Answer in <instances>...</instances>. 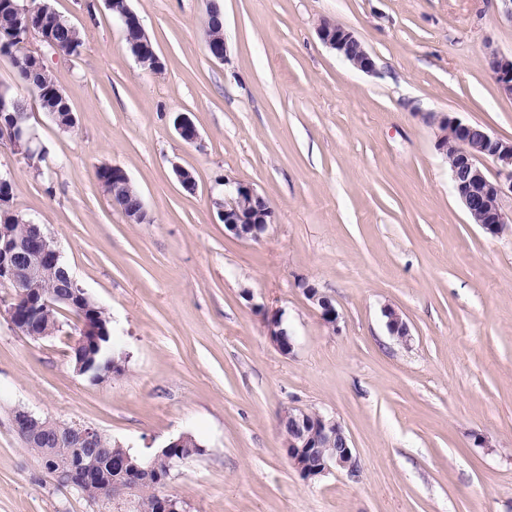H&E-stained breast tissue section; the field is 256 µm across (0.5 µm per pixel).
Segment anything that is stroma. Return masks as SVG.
<instances>
[{"label": "stroma", "instance_id": "obj_1", "mask_svg": "<svg viewBox=\"0 0 512 512\" xmlns=\"http://www.w3.org/2000/svg\"><path fill=\"white\" fill-rule=\"evenodd\" d=\"M49 2L87 37L80 56L45 54L77 124L61 130L29 99L49 155L34 169L0 138V175L108 309L127 359L91 383L65 337L32 341L0 315V512H97L44 475L13 429L18 407L142 454L192 433L204 452L166 487L187 512H512V229L472 223L427 119L512 140V99L486 62L512 53L502 0H128L159 72L130 54L105 0ZM213 3L223 62L205 49ZM325 20L361 40L376 74L322 44ZM182 113L195 142L175 128ZM104 164L125 169L149 222L128 223L102 191ZM227 179L268 199L261 240L225 230ZM388 306L408 340L390 335ZM276 309L289 355L267 335ZM291 406L336 416L358 477L293 469L278 426ZM301 287L305 297L319 310L321 319L326 324L336 325L338 313L332 299L307 281L302 282Z\"/></svg>", "mask_w": 512, "mask_h": 512}]
</instances>
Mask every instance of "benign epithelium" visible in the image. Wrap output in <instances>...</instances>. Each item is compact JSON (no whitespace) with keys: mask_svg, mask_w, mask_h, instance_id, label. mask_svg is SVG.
<instances>
[{"mask_svg":"<svg viewBox=\"0 0 512 512\" xmlns=\"http://www.w3.org/2000/svg\"><path fill=\"white\" fill-rule=\"evenodd\" d=\"M317 33L325 46L351 66L367 74L376 73L372 56L351 31L324 21L320 23ZM130 41L138 55H157L142 24L135 26ZM487 64L499 93L512 98V56L493 53L487 58ZM433 123L443 132L436 142L439 151L446 155L448 145H456L457 155L450 173L454 190L469 217L493 236L502 233L512 223V214L505 213L502 207V197L508 191L512 193V140L505 141L483 126L479 128L447 115L433 117ZM175 126L183 140H197V127L188 115H179ZM0 134L8 137L14 154L23 158L32 153L37 142L28 124L17 127L0 124ZM486 158L498 165V174L505 177L508 183L493 180L486 174L481 165V160ZM224 185L228 187L227 198L216 201L224 228L242 240L259 239L273 221L272 211L258 208L264 202V197L244 182L226 180ZM49 270L57 273L64 287L69 289L68 294L58 296L43 288L44 274ZM0 285L23 290L28 307L37 317L54 306V301L58 299L76 310L80 336L72 347L80 351V357L70 362L76 375L100 383L112 379L115 371L121 368V363L113 357L109 358L106 369L97 366L95 356L101 352L102 346L112 345L111 333L101 331L98 317L89 313V296L68 269L62 266L61 252L55 239L34 220H25L21 229L12 224L0 225ZM301 287L305 297L319 310L321 319L329 325H336L338 313L332 299L307 281L302 282ZM383 314L391 335L401 340L410 336L408 324L398 311L386 307ZM267 331L280 353H292L294 338L284 327L281 314L275 312L267 318ZM281 416L288 418L283 447L288 449L289 463L303 478L319 477L334 467L351 477L358 476L359 460L353 452L349 435L335 416L295 406L283 411ZM56 425L53 440L61 446L95 448L100 441L101 432L91 425L60 421ZM13 426L21 439L32 448H39L47 442L39 417L25 408L17 409ZM120 467L128 473L130 482L124 487L115 484V489L121 487L127 492L143 482L151 481L150 468L137 458H124ZM95 476V471L81 462L73 472L57 478V486L77 489Z\"/></svg>","mask_w":512,"mask_h":512,"instance_id":"7a95c632","label":"benign epithelium"}]
</instances>
